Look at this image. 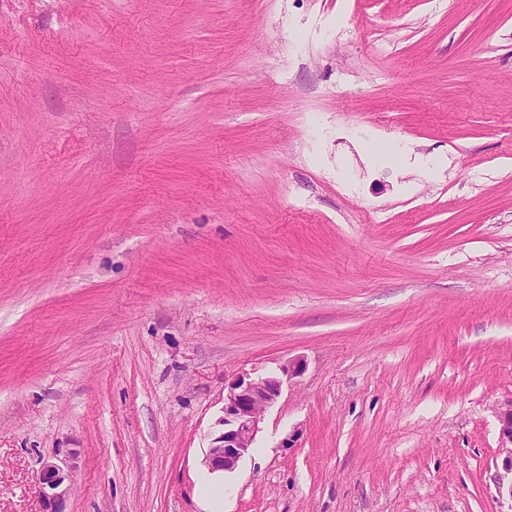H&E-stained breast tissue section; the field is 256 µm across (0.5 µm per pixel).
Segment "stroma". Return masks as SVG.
Listing matches in <instances>:
<instances>
[{"instance_id":"35a3bbf8","label":"stroma","mask_w":512,"mask_h":512,"mask_svg":"<svg viewBox=\"0 0 512 512\" xmlns=\"http://www.w3.org/2000/svg\"><path fill=\"white\" fill-rule=\"evenodd\" d=\"M292 360L223 512H512V0H0V512H203ZM283 378L276 375H238L224 383L223 426L212 439L205 465L211 472L231 473L249 454L265 413L282 394ZM497 416L501 423L502 436L505 442L510 443V447H503L510 448L509 454L504 459L503 469L507 475H511L510 481L507 483L504 482L505 476H498L497 491L501 496L508 495L512 501V399L499 408ZM68 473L53 460H46L39 473V484L42 495L50 506L58 505L68 494Z\"/></svg>"}]
</instances>
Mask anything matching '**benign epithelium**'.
Segmentation results:
<instances>
[{
  "label": "benign epithelium",
  "instance_id": "7a95c632",
  "mask_svg": "<svg viewBox=\"0 0 512 512\" xmlns=\"http://www.w3.org/2000/svg\"><path fill=\"white\" fill-rule=\"evenodd\" d=\"M299 362L283 369V376L238 375L224 384V416L219 424L222 430L212 439L206 453L205 465L211 472L231 473L249 454L265 413L271 409L282 394L283 377L292 378L301 374ZM502 436L512 444V400L498 411ZM68 473L53 460H47L39 473L42 495L49 504L60 503L68 494Z\"/></svg>",
  "mask_w": 512,
  "mask_h": 512
}]
</instances>
